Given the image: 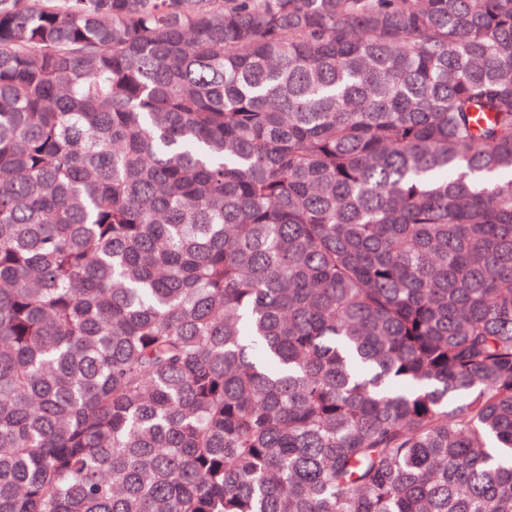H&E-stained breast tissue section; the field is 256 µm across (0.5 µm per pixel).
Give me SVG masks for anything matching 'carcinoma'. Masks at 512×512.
<instances>
[{"label": "carcinoma", "mask_w": 512, "mask_h": 512, "mask_svg": "<svg viewBox=\"0 0 512 512\" xmlns=\"http://www.w3.org/2000/svg\"><path fill=\"white\" fill-rule=\"evenodd\" d=\"M0 512H512V0H0Z\"/></svg>", "instance_id": "cac0c4a2"}]
</instances>
